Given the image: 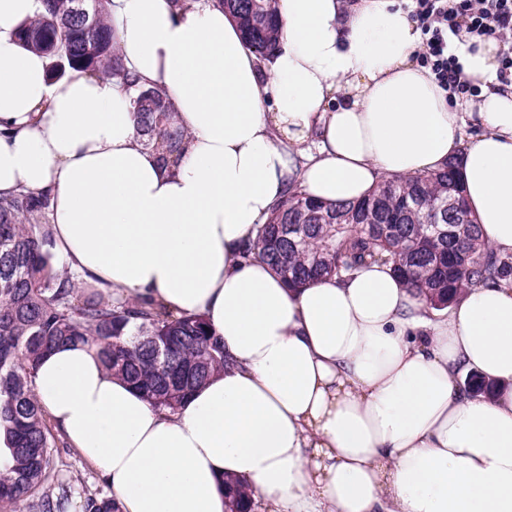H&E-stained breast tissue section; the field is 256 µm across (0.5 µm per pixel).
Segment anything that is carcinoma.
<instances>
[{"label": "carcinoma", "mask_w": 512, "mask_h": 512, "mask_svg": "<svg viewBox=\"0 0 512 512\" xmlns=\"http://www.w3.org/2000/svg\"><path fill=\"white\" fill-rule=\"evenodd\" d=\"M19 40L52 59L50 75L68 70L110 73L132 94L136 134L169 170L188 137L162 90L130 76L117 48L110 0H43ZM237 22L246 47L267 61L281 37L276 0H214ZM459 163L413 177L384 180L357 203H319L295 188L276 203L243 249L301 288L322 277L342 279L367 265L397 272L429 308L441 311L469 286L512 287V254L494 252L466 206ZM49 198L20 193L0 199V436L10 460L0 465V503L28 502L31 512H68L71 486L59 481L56 448L64 440L46 423L32 375L61 344L82 343L157 408L176 410L212 374L233 365L202 314H175L152 299H122L59 272L49 251ZM229 512H247L251 487L226 481ZM82 512H117L112 499L88 495Z\"/></svg>", "instance_id": "carcinoma-1"}]
</instances>
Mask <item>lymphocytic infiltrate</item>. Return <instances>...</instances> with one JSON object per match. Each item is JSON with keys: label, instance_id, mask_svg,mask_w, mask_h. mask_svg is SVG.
<instances>
[{"label": "lymphocytic infiltrate", "instance_id": "1", "mask_svg": "<svg viewBox=\"0 0 512 512\" xmlns=\"http://www.w3.org/2000/svg\"><path fill=\"white\" fill-rule=\"evenodd\" d=\"M411 16L422 35L420 61L430 67L439 86L450 93L478 95V85L463 77L454 40L461 35L499 39L500 80L512 77V0H409Z\"/></svg>", "mask_w": 512, "mask_h": 512}]
</instances>
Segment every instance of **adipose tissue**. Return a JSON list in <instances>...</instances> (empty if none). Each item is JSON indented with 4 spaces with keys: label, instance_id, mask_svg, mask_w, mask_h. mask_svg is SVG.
<instances>
[{
    "label": "adipose tissue",
    "instance_id": "obj_1",
    "mask_svg": "<svg viewBox=\"0 0 512 512\" xmlns=\"http://www.w3.org/2000/svg\"><path fill=\"white\" fill-rule=\"evenodd\" d=\"M41 10L0 0V197L49 195L58 265L205 314L235 362L171 412L89 347L40 360V405L118 512H225L228 476L263 512H512V288L436 312L386 266L291 289L240 254L290 186L352 202L452 159L484 241L512 254L499 41L460 45L480 92L451 96L401 0H279L265 63L213 0H112L125 67L189 133L167 171L119 79L49 80V58L18 41ZM472 372L495 394L467 391Z\"/></svg>",
    "mask_w": 512,
    "mask_h": 512
}]
</instances>
